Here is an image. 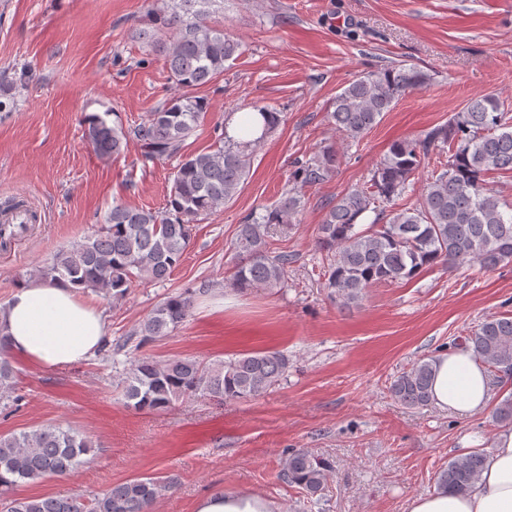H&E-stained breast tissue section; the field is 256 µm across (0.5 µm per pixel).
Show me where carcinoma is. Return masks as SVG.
<instances>
[{
  "label": "carcinoma",
  "instance_id": "obj_1",
  "mask_svg": "<svg viewBox=\"0 0 512 512\" xmlns=\"http://www.w3.org/2000/svg\"><path fill=\"white\" fill-rule=\"evenodd\" d=\"M218 0H162L153 13L162 16L171 35L147 31L139 39L164 59L169 78L184 89L147 119L129 129L109 124L100 115L85 118L84 134L102 157L119 155L131 138L140 142L147 161L179 158L163 212L114 205L93 235L58 251L29 276L49 282L68 281L118 301L139 279L164 280L182 260L191 224L214 213L241 191L251 167L249 149L261 145L279 124L280 113L267 106L255 110L265 121L253 140L219 138L211 152L183 155L185 141L206 113L204 101L189 90L209 83L225 63L240 54V44L213 20ZM430 75L405 64L366 72L336 94L327 112L333 129L352 141L374 128L383 114L407 94L428 84ZM446 155L415 202L404 203L411 177L432 152ZM340 164L336 142L320 147L310 159L295 161L292 185L273 205L239 225L231 279L235 289L288 287L290 255L270 248V238L287 234L298 223L306 191L327 181ZM512 172V114L493 96L467 101L448 121L415 139L395 141L371 178L328 204L318 227L317 246L327 253L325 288L342 304L363 299L378 283L411 280L424 269L478 265L491 270L512 263V213L502 210L486 176ZM377 217L360 227L367 213ZM190 295L171 296L140 323L135 335L145 344L171 335L189 317ZM476 358L505 383L512 378V316L485 320L465 338ZM8 336L0 330V398L16 394L15 370L7 357ZM437 360L421 359L390 384L394 399L406 409L432 402ZM288 375V357L275 350L241 353L229 360L204 362L190 357L164 362L135 358L123 369L120 386L127 407L158 411L189 397L224 401L255 399ZM93 444L79 431L43 425L32 431L0 434V512H152L171 489L159 476L132 477L87 497H17L20 483L46 476L66 477L93 463ZM485 454L473 451L448 462L438 475L439 490L470 491L478 482ZM330 461L293 449L281 476L310 496L325 490Z\"/></svg>",
  "mask_w": 512,
  "mask_h": 512
}]
</instances>
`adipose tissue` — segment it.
Wrapping results in <instances>:
<instances>
[{"label":"adipose tissue","instance_id":"obj_1","mask_svg":"<svg viewBox=\"0 0 512 512\" xmlns=\"http://www.w3.org/2000/svg\"><path fill=\"white\" fill-rule=\"evenodd\" d=\"M11 352L31 364L56 368L94 356L107 324L101 312L77 290L40 280L17 288L0 306ZM433 402L466 418L485 410L492 388L471 349L458 348L440 357L433 379ZM409 512H512V429L501 431L486 450L484 469L465 495L433 491L413 497ZM195 512H273L263 498L247 493L212 492Z\"/></svg>","mask_w":512,"mask_h":512}]
</instances>
